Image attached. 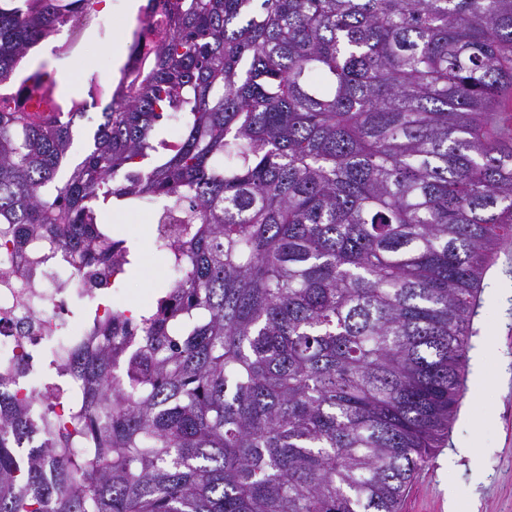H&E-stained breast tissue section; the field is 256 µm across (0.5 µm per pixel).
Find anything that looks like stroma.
<instances>
[{
    "label": "stroma",
    "mask_w": 512,
    "mask_h": 512,
    "mask_svg": "<svg viewBox=\"0 0 512 512\" xmlns=\"http://www.w3.org/2000/svg\"><path fill=\"white\" fill-rule=\"evenodd\" d=\"M129 2L104 0L111 21L88 32L90 62L84 68H77L75 58L54 56L50 45L42 46L39 59L54 70L62 93L84 89L95 73L118 78L116 35L129 32L135 21ZM150 221L147 210L108 215L127 241L141 244L138 270L120 289L131 305H150L148 288L168 277L165 257L153 250L144 231ZM472 328L466 391L456 418L447 439L415 474L401 512H512V240L501 244L486 273ZM482 368L490 376L484 384L477 381ZM468 448L477 449V458L465 456Z\"/></svg>",
    "instance_id": "stroma-1"
}]
</instances>
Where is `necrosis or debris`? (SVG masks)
Wrapping results in <instances>:
<instances>
[{
  "label": "necrosis or debris",
  "mask_w": 512,
  "mask_h": 512,
  "mask_svg": "<svg viewBox=\"0 0 512 512\" xmlns=\"http://www.w3.org/2000/svg\"><path fill=\"white\" fill-rule=\"evenodd\" d=\"M101 3L91 0L65 25V41L75 58L85 55L88 31L108 22ZM165 27L164 0H147L137 31L126 44L128 74L147 66ZM94 273V267H76L66 248L43 234L28 237L21 247L0 249V353L25 354L22 362L0 376V393L23 394L34 381L44 406L60 412L77 403L83 382L66 370L64 359L84 334L75 329L61 336L57 330L68 320L75 300L123 308L118 293H105L95 285Z\"/></svg>",
  "instance_id": "obj_1"
}]
</instances>
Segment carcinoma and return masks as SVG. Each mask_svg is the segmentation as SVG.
I'll return each mask as SVG.
<instances>
[{"mask_svg":"<svg viewBox=\"0 0 512 512\" xmlns=\"http://www.w3.org/2000/svg\"><path fill=\"white\" fill-rule=\"evenodd\" d=\"M77 7L0 0V83ZM168 18L65 174L84 113L0 106V244L45 232L124 275L108 209L180 212L153 239L179 275L124 371L106 338L70 352L78 407L21 462L36 418L0 394V512H400L512 239V0H169Z\"/></svg>","mask_w":512,"mask_h":512,"instance_id":"1","label":"carcinoma"}]
</instances>
